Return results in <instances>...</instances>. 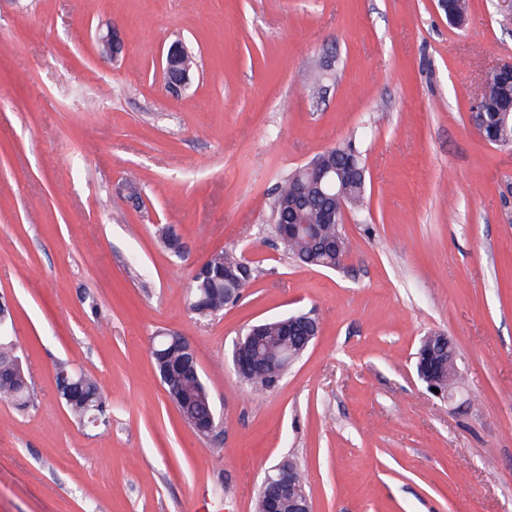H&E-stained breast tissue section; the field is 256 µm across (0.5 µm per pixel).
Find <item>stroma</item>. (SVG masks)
<instances>
[{"mask_svg": "<svg viewBox=\"0 0 512 512\" xmlns=\"http://www.w3.org/2000/svg\"><path fill=\"white\" fill-rule=\"evenodd\" d=\"M179 38L196 68L174 95ZM510 61L497 0L458 26L437 0H0V301L33 394L0 402V512H254L285 458L313 512H512V146L473 119L484 71ZM350 141L367 207L343 225L349 256L302 265L272 233L276 188ZM220 249L257 271L199 320L187 287ZM294 312L317 339L250 391L234 342ZM160 332L195 347L218 439L169 400ZM434 333L466 376L452 402L416 375ZM61 362L103 387L108 434L59 400ZM193 65L194 55L189 47L180 39L174 41L162 61L167 88L177 92L186 87Z\"/></svg>", "mask_w": 512, "mask_h": 512, "instance_id": "stroma-1", "label": "stroma"}]
</instances>
